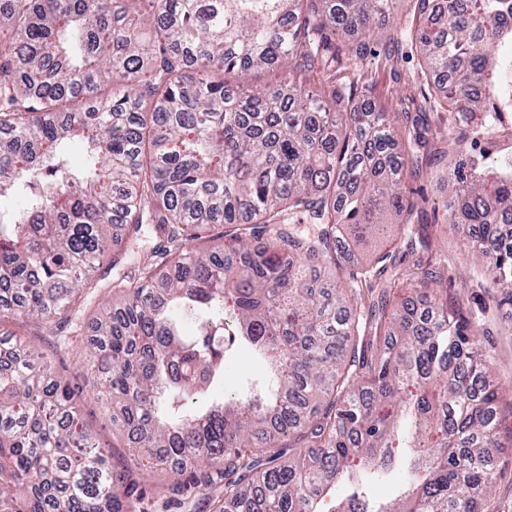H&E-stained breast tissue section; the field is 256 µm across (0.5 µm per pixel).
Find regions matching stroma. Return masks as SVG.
Listing matches in <instances>:
<instances>
[{
	"mask_svg": "<svg viewBox=\"0 0 512 512\" xmlns=\"http://www.w3.org/2000/svg\"><path fill=\"white\" fill-rule=\"evenodd\" d=\"M422 68L420 57L414 53L393 61L379 55L373 58L369 67L361 70L358 79L360 85L369 87L377 104L396 113V124L402 128L409 126L410 121L400 112L401 100L423 93L435 97L436 108L427 113L425 121L433 133L430 149L437 152L449 145L448 129L454 124V115L448 102L438 97L435 87L427 84L421 74ZM447 174L446 163L439 162L419 177L408 179L405 186L422 208L423 217L429 224L432 249L428 256L437 271L440 292L447 295L449 301L458 302L461 314L478 325L481 341L491 352L501 381V439L504 447L497 454V480L493 491L484 500L483 510L512 512V305L501 304L498 289L491 287L483 266L473 262L462 237L448 222V186L443 182ZM120 299L119 293L110 292L89 305L82 315L78 335L71 337L69 349L59 352L53 349L55 327L22 320L14 326L24 340L51 355L58 376L80 386L79 402L87 428L92 439L107 450L116 439L112 435V423L89 381L84 351L87 341L95 334L97 318ZM171 483L168 470L158 467L145 471L144 512H210L204 491L192 487L175 495L169 490Z\"/></svg>",
	"mask_w": 512,
	"mask_h": 512,
	"instance_id": "35a3bbf8",
	"label": "stroma"
}]
</instances>
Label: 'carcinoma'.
<instances>
[{"label": "carcinoma", "instance_id": "carcinoma-1", "mask_svg": "<svg viewBox=\"0 0 512 512\" xmlns=\"http://www.w3.org/2000/svg\"><path fill=\"white\" fill-rule=\"evenodd\" d=\"M397 2L0 7V320L76 329L124 293L96 322L109 367L91 378L125 453L96 446L48 357L0 334V498L24 488L16 512H141L150 465L170 467L174 492L184 475L223 484L212 512H480L501 447L491 354L433 272L402 281L391 253H364L391 230L430 249L403 192L430 129L416 119L401 138L333 69L332 35L359 67ZM411 2L388 54L423 57L464 145L512 85L505 0ZM282 67L280 84L248 83ZM448 210L512 305V168L449 163ZM149 224L163 239L134 249ZM327 265L336 284L314 287ZM391 270L413 290L399 304L376 285ZM239 349L266 376L227 395ZM401 448L400 498H372Z\"/></svg>", "mask_w": 512, "mask_h": 512}]
</instances>
